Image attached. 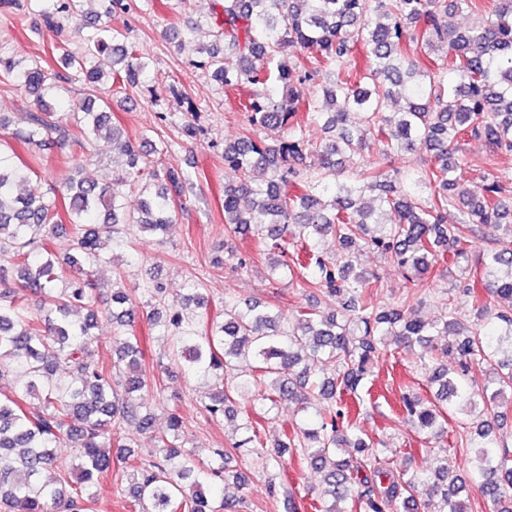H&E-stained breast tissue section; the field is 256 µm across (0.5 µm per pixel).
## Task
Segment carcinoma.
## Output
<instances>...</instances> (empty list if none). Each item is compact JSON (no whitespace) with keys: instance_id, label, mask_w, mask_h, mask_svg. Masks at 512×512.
<instances>
[{"instance_id":"1","label":"carcinoma","mask_w":512,"mask_h":512,"mask_svg":"<svg viewBox=\"0 0 512 512\" xmlns=\"http://www.w3.org/2000/svg\"><path fill=\"white\" fill-rule=\"evenodd\" d=\"M82 2L52 4L42 13L46 26L59 30L62 17L87 20ZM106 2L83 52L65 40L53 46L56 63L74 76L0 56V75L33 104L21 128L8 130L0 117L7 131L0 135V254L11 256L16 274L11 284L0 281V376L19 373L14 388L0 393V512H94L93 488L116 460L127 471L119 494L138 512H239V502L207 496L217 481L245 484L243 473L224 466L233 451L260 456L283 512L301 507L282 477L286 455L323 473L314 512H394L398 503L413 512H467L461 493L470 483L492 512H512V451L493 428L498 404L512 396V252L486 253L481 275L462 285L477 304V322L454 297L432 322L412 304L432 288L437 265L468 260L474 226L512 238V190L490 169L480 171L479 195L457 177L474 167L461 147L466 139L512 154V0H493L489 11L484 0H212L200 67L226 90L251 89L241 103L245 131L224 142V166L240 174L224 186V233H250L256 254L231 245L226 253L248 270L255 255L275 249L271 278L339 298V310L305 311L293 321L260 301L227 296L213 314L194 286L185 308L165 313L161 283L128 287L119 267L109 302L100 304L93 269L112 263L116 248H132V231L163 241L193 187L190 173L166 161L168 141L131 140L113 125L109 100L98 101L101 86L127 96L148 72L126 29L112 25L130 0ZM464 12L475 16L468 28L448 23ZM104 54L112 58L109 76L96 65ZM230 54L238 57L235 68L224 64ZM63 77L83 82L85 96L60 114L49 99L62 91ZM314 127L324 134L318 143L309 137ZM268 128L283 132L278 143L260 138ZM100 138L125 158V174L110 184L69 180L45 189L40 175H21L12 163L17 145L68 149L71 161L87 162V145ZM372 140L390 155L429 158L402 171L362 165L342 176L344 162ZM314 151L319 163L311 169L306 160ZM133 190L141 197L137 212L126 203ZM63 225L72 248L59 259L54 244ZM328 235L341 247L330 262L321 258ZM361 248L390 259L415 291L379 304L373 275L355 272ZM28 294L37 307L24 303ZM140 304L151 307L148 321L169 341L170 364L212 380L214 392L201 405L207 417L219 423L238 416L242 438L229 450L214 449L207 464L181 448L179 409H168L157 431L142 402L155 377L134 331ZM102 316L112 318L119 337L110 366L91 361ZM388 338L419 348L418 367L435 389L432 401L413 392L401 397L419 431L440 439L448 415L471 419L469 480L448 475L444 447L427 474L383 466L381 442L363 437L347 398L359 397ZM450 358L459 367L452 377ZM246 362L251 377H235ZM327 363L331 375L320 372ZM473 363L488 367L480 385L468 378ZM242 398L266 414L294 400L315 420L283 432L269 448L259 422L238 412ZM128 427L149 435L159 455L136 457L119 438Z\"/></svg>"}]
</instances>
